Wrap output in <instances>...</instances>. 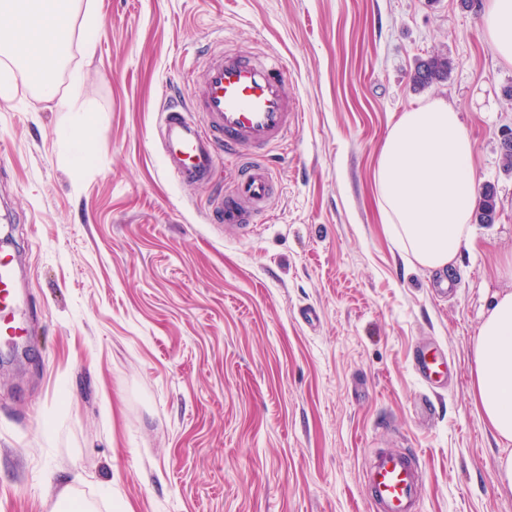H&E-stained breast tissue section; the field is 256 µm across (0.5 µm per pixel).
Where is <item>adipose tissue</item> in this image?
Listing matches in <instances>:
<instances>
[{"instance_id": "obj_1", "label": "adipose tissue", "mask_w": 512, "mask_h": 512, "mask_svg": "<svg viewBox=\"0 0 512 512\" xmlns=\"http://www.w3.org/2000/svg\"><path fill=\"white\" fill-rule=\"evenodd\" d=\"M73 0H0V93L21 68L44 94L67 41L61 23ZM483 34L512 65V0H487ZM380 213L392 236L417 265L445 270L472 241L476 204L473 145L458 112L435 99L402 113L390 125L373 170ZM472 401L506 451L499 490L512 493V291L496 295L471 346Z\"/></svg>"}]
</instances>
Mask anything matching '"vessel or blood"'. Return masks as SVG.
Returning a JSON list of instances; mask_svg holds the SVG:
<instances>
[{
	"label": "vessel or blood",
	"instance_id": "vessel-or-blood-1",
	"mask_svg": "<svg viewBox=\"0 0 512 512\" xmlns=\"http://www.w3.org/2000/svg\"><path fill=\"white\" fill-rule=\"evenodd\" d=\"M204 86L188 101L167 100L156 135L168 172L183 185L207 181L222 158L239 161L240 173L209 204L211 222L244 229L259 223L278 191L275 148L299 125L301 104L285 87V65L272 55L220 48L204 64ZM19 269L0 247V338L35 333L36 313L18 292ZM415 370L426 382L447 376L448 358L417 349ZM361 481L371 512H420L423 479L418 454L380 448L368 458Z\"/></svg>",
	"mask_w": 512,
	"mask_h": 512
}]
</instances>
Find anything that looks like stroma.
Returning a JSON list of instances; mask_svg holds the SVG:
<instances>
[{"mask_svg": "<svg viewBox=\"0 0 512 512\" xmlns=\"http://www.w3.org/2000/svg\"><path fill=\"white\" fill-rule=\"evenodd\" d=\"M484 4L78 0L54 95L18 71L0 98V236L41 322L28 361L0 368V512H59L69 493L96 512H370L378 448L418 449L421 512H512L469 376L483 314L512 290V67ZM220 41L278 55L304 106L276 153L281 197L246 229L207 223L212 185L179 184L154 137ZM436 54L447 79L412 88ZM435 97L497 209L445 295L392 241L372 182L389 126ZM419 343L457 370L433 391Z\"/></svg>", "mask_w": 512, "mask_h": 512, "instance_id": "35a3bbf8", "label": "stroma"}]
</instances>
